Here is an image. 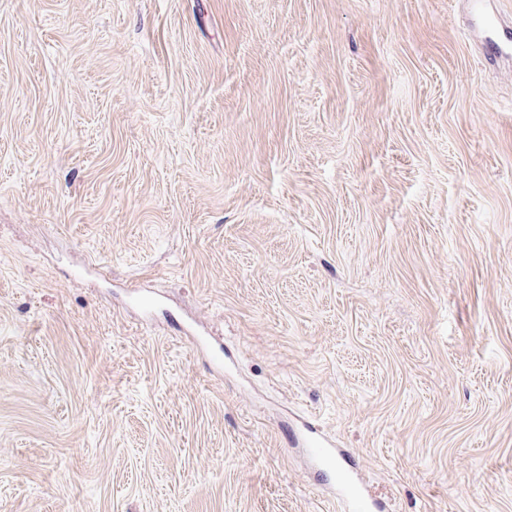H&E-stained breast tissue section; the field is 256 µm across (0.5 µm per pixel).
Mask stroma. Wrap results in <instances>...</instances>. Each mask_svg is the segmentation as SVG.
Returning <instances> with one entry per match:
<instances>
[{"label": "stroma", "instance_id": "1", "mask_svg": "<svg viewBox=\"0 0 512 512\" xmlns=\"http://www.w3.org/2000/svg\"><path fill=\"white\" fill-rule=\"evenodd\" d=\"M478 25L0 0V512H344L308 423L386 512H512V57ZM311 435L304 439L305 446L307 448L309 456L321 464L327 467L336 474V462L343 456L342 448H335V445L327 440L326 438L318 435L316 432H310Z\"/></svg>", "mask_w": 512, "mask_h": 512}]
</instances>
